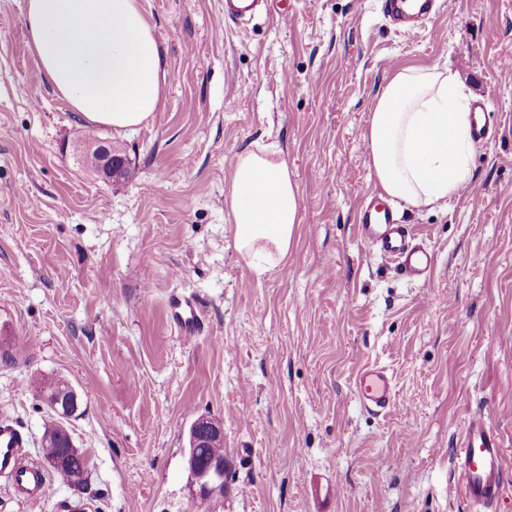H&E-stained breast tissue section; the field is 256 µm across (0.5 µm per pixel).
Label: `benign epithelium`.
Wrapping results in <instances>:
<instances>
[{
	"label": "benign epithelium",
	"mask_w": 512,
	"mask_h": 512,
	"mask_svg": "<svg viewBox=\"0 0 512 512\" xmlns=\"http://www.w3.org/2000/svg\"><path fill=\"white\" fill-rule=\"evenodd\" d=\"M89 159L95 171L107 181L120 180L126 174L124 161L114 157L103 142L95 143L94 149L89 151ZM222 436V426L207 416L198 417L190 427L187 470L190 473L188 495L193 505L191 512H212L215 500L224 498V459L214 457L202 466L196 463V449L212 438Z\"/></svg>",
	"instance_id": "1"
}]
</instances>
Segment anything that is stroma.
<instances>
[{
    "mask_svg": "<svg viewBox=\"0 0 512 512\" xmlns=\"http://www.w3.org/2000/svg\"><path fill=\"white\" fill-rule=\"evenodd\" d=\"M233 23L224 0H143L168 77L148 123L79 119L39 72L25 0H0V420L40 459L50 411L35 377L81 404L66 426L88 480L35 503L0 479V512H188L192 422L224 428V512H483L455 489L471 417L500 433L512 512V0H444L411 40L382 0H285ZM450 67L495 137L472 145L469 185L444 204L390 206L434 255L399 274L357 237L380 196L364 134L397 68ZM120 145L128 175L99 177L73 141ZM277 145L298 186L285 262L257 274L224 206L233 158ZM202 331L176 332L174 298ZM394 405L364 410L362 366ZM359 400L366 409L383 412L393 405V382L389 373L376 364L366 365L356 379Z\"/></svg>",
    "mask_w": 512,
    "mask_h": 512,
    "instance_id": "obj_1",
    "label": "stroma"
}]
</instances>
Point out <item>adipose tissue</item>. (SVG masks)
I'll list each match as a JSON object with an SVG mask.
<instances>
[{"mask_svg":"<svg viewBox=\"0 0 512 512\" xmlns=\"http://www.w3.org/2000/svg\"><path fill=\"white\" fill-rule=\"evenodd\" d=\"M29 47L53 91L89 123L120 131L149 121L166 71L142 0H26ZM383 193L433 207L471 176L470 94L452 68L400 69L378 94L365 134ZM224 205L237 251L257 272L284 261L299 222L281 150L255 144L234 160Z\"/></svg>","mask_w":512,"mask_h":512,"instance_id":"ef3b65f1","label":"adipose tissue"}]
</instances>
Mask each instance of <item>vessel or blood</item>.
<instances>
[{
  "mask_svg": "<svg viewBox=\"0 0 512 512\" xmlns=\"http://www.w3.org/2000/svg\"><path fill=\"white\" fill-rule=\"evenodd\" d=\"M434 0H385L384 12L402 33L412 37L419 23L430 20ZM357 234L364 244L384 257L397 262L402 275L421 280L433 271V254L424 247H410L414 232L409 225L398 223L393 213L382 206H362L357 215ZM174 323L180 335L194 337L201 328L200 317L190 303H175ZM359 400L366 409L382 412L394 401L393 382L389 373L374 364L364 366L356 379ZM25 440L13 424L0 422V476L7 477L16 491L28 502H36L48 491L50 478L39 463L23 458ZM457 482L466 497L486 508L497 505L503 493V445L498 434L483 417H473L466 428L457 453Z\"/></svg>",
  "mask_w": 512,
  "mask_h": 512,
  "instance_id": "vessel-or-blood-1",
  "label": "vessel or blood"
}]
</instances>
